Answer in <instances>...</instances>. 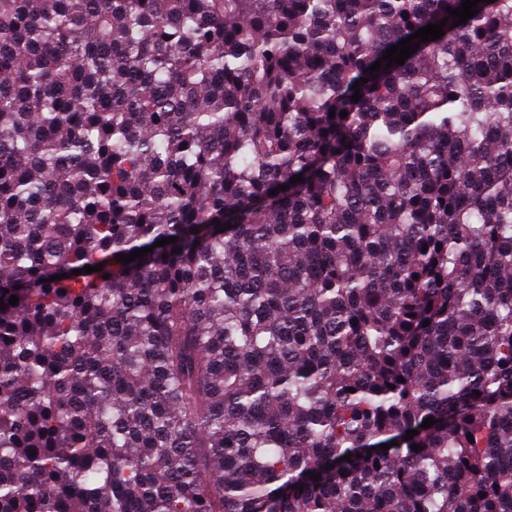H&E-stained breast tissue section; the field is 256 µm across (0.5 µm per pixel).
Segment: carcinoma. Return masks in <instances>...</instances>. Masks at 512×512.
Listing matches in <instances>:
<instances>
[{"label": "carcinoma", "mask_w": 512, "mask_h": 512, "mask_svg": "<svg viewBox=\"0 0 512 512\" xmlns=\"http://www.w3.org/2000/svg\"><path fill=\"white\" fill-rule=\"evenodd\" d=\"M460 5L0 0V512H512V0Z\"/></svg>", "instance_id": "obj_1"}]
</instances>
